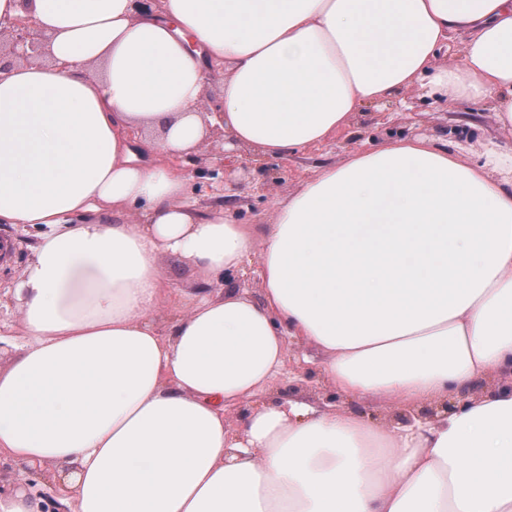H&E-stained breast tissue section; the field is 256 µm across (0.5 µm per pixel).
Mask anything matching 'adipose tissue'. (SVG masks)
I'll return each instance as SVG.
<instances>
[{
  "instance_id": "obj_1",
  "label": "adipose tissue",
  "mask_w": 512,
  "mask_h": 512,
  "mask_svg": "<svg viewBox=\"0 0 512 512\" xmlns=\"http://www.w3.org/2000/svg\"><path fill=\"white\" fill-rule=\"evenodd\" d=\"M25 15L45 59L0 72V225L36 244L0 454L55 466L71 512H512V147L354 150L256 232L201 214L169 164L209 123L253 162L299 154L415 88L512 130V0H0ZM167 253L208 280L258 255L262 297L186 295ZM293 339L339 393L410 421L270 398L232 425Z\"/></svg>"
}]
</instances>
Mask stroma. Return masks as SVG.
Instances as JSON below:
<instances>
[{"label": "stroma", "mask_w": 512, "mask_h": 512, "mask_svg": "<svg viewBox=\"0 0 512 512\" xmlns=\"http://www.w3.org/2000/svg\"><path fill=\"white\" fill-rule=\"evenodd\" d=\"M471 122L459 119L457 108L447 103L406 94L403 101L367 106L358 116L351 131L337 136L333 143L313 147L285 159L253 163L248 152L238 150L219 153L211 141H202L197 153L184 159L189 194L197 207L207 208L216 198L236 223L255 227L266 223L273 214L276 199L295 191L322 168L340 162L359 148L369 149L395 136L420 137L438 145L461 146L464 161L482 160L489 143L512 146V132L500 128L490 102L470 105ZM0 243L6 254L0 257V335L15 337L22 329V314L13 296V289L26 266L34 258L35 240L28 228L0 226ZM258 262L244 264L239 270L225 275L219 282H206L192 267L173 256L161 259V272L177 287L194 291L205 287L217 293L238 288L259 297L261 285ZM306 345L293 342L281 374L270 389L271 394L297 398L338 411L352 410L383 421H396V412L373 408L366 403L344 397L329 387L320 373L318 359L308 356Z\"/></svg>", "instance_id": "stroma-1"}]
</instances>
